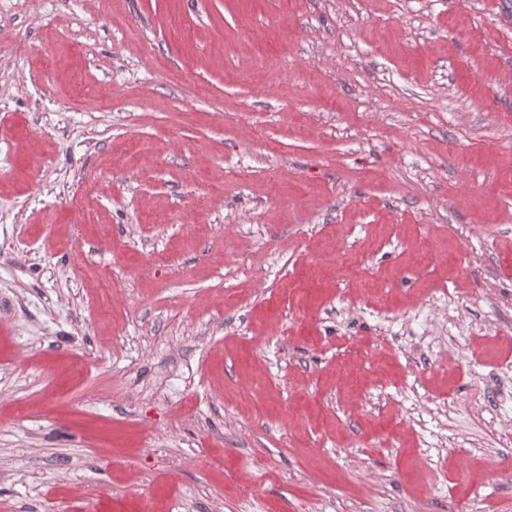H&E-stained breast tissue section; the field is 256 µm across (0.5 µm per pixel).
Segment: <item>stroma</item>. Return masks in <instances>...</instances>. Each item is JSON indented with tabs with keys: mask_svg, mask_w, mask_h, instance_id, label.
Masks as SVG:
<instances>
[{
	"mask_svg": "<svg viewBox=\"0 0 512 512\" xmlns=\"http://www.w3.org/2000/svg\"><path fill=\"white\" fill-rule=\"evenodd\" d=\"M512 0H0V512H512Z\"/></svg>",
	"mask_w": 512,
	"mask_h": 512,
	"instance_id": "obj_1",
	"label": "stroma"
}]
</instances>
